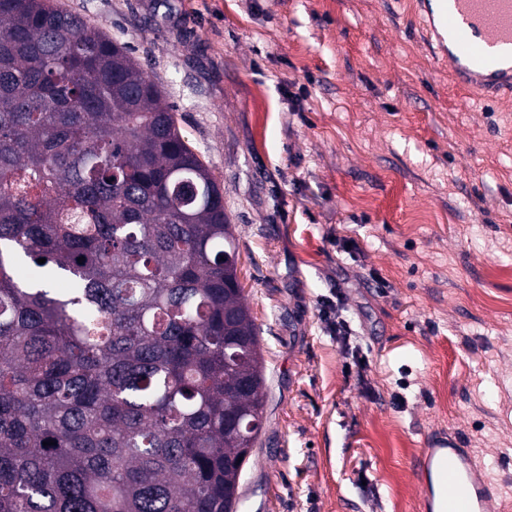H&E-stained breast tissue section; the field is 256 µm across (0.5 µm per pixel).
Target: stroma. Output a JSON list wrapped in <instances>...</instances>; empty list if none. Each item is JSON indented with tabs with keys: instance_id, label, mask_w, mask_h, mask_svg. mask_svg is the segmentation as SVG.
Segmentation results:
<instances>
[{
	"instance_id": "stroma-1",
	"label": "stroma",
	"mask_w": 512,
	"mask_h": 512,
	"mask_svg": "<svg viewBox=\"0 0 512 512\" xmlns=\"http://www.w3.org/2000/svg\"><path fill=\"white\" fill-rule=\"evenodd\" d=\"M58 2L130 47L224 193L266 366L237 512H421L448 435L512 512V93L456 88L410 0ZM322 304V309L320 310L321 319L326 324V327L330 333L329 335H336V339L341 338L343 342H346L352 335V329L349 323L346 320L339 318V316L336 314V309L335 305H333V302L327 300L323 301Z\"/></svg>"
}]
</instances>
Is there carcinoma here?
Returning a JSON list of instances; mask_svg holds the SVG:
<instances>
[{
  "instance_id": "cac0c4a2",
  "label": "carcinoma",
  "mask_w": 512,
  "mask_h": 512,
  "mask_svg": "<svg viewBox=\"0 0 512 512\" xmlns=\"http://www.w3.org/2000/svg\"><path fill=\"white\" fill-rule=\"evenodd\" d=\"M237 254L150 72L0 0V512H236L265 405Z\"/></svg>"
}]
</instances>
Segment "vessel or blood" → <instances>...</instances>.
<instances>
[{"instance_id": "b4317fda", "label": "vessel or blood", "mask_w": 512, "mask_h": 512, "mask_svg": "<svg viewBox=\"0 0 512 512\" xmlns=\"http://www.w3.org/2000/svg\"><path fill=\"white\" fill-rule=\"evenodd\" d=\"M425 13L427 31L458 82L492 94L512 91V0H435ZM420 469L423 512H435L436 473L448 497L444 512H487L490 489L455 442L425 449Z\"/></svg>"}]
</instances>
